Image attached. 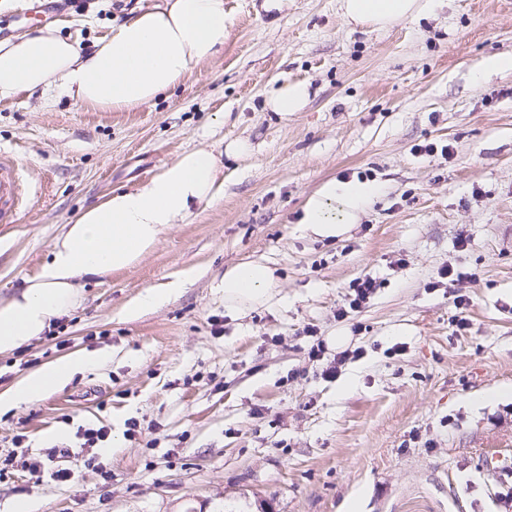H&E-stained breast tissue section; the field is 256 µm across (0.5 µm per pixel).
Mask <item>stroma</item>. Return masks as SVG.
I'll list each match as a JSON object with an SVG mask.
<instances>
[{"label": "stroma", "instance_id": "1", "mask_svg": "<svg viewBox=\"0 0 512 512\" xmlns=\"http://www.w3.org/2000/svg\"><path fill=\"white\" fill-rule=\"evenodd\" d=\"M157 2L87 0L79 11L55 0L46 24L87 52ZM224 12L222 53L137 109L69 96L48 106L38 93L0 101V152L30 178L19 222L0 224L1 298L82 209L182 151L213 149L224 174L221 200L196 207L134 266L84 279L50 332L0 354V391L73 352L99 359L61 391L0 411V460H13L0 512L17 499L38 512H503L512 70L483 61L512 54V0H439L386 30L345 25L339 0H224ZM283 78L311 88L285 117L265 106ZM236 139L252 153L225 155ZM430 143L449 155L425 153ZM331 179L379 193L342 237L323 239L299 218ZM252 260L274 269L272 297L228 310L219 282ZM447 265L465 280L438 285ZM366 274L377 281L370 302L337 319ZM177 280L169 304L124 317L144 289ZM317 339L326 352L312 361ZM343 348L359 358L326 378ZM498 389L497 402L474 404ZM102 425L106 447L77 435ZM57 469L72 480L51 479Z\"/></svg>", "mask_w": 512, "mask_h": 512}]
</instances>
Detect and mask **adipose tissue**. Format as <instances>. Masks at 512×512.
<instances>
[{"instance_id": "adipose-tissue-1", "label": "adipose tissue", "mask_w": 512, "mask_h": 512, "mask_svg": "<svg viewBox=\"0 0 512 512\" xmlns=\"http://www.w3.org/2000/svg\"><path fill=\"white\" fill-rule=\"evenodd\" d=\"M435 0H340L351 26L384 29L430 12ZM224 0H161L117 24L93 53L52 27L0 43V100L40 92L48 100L66 94L103 110L134 109L175 87L224 49ZM376 193L357 180L329 181L310 195L299 222L323 238L341 235ZM224 195L212 151L181 153L136 187L113 191L83 209L54 242L50 256L18 293L0 300V353L40 336L76 304L80 282L134 265L171 224L198 205ZM275 283L268 265L255 261L227 269L220 286L224 304L236 310L267 302ZM93 357L75 353L27 373L0 393V408L37 402L63 389L90 367Z\"/></svg>"}]
</instances>
